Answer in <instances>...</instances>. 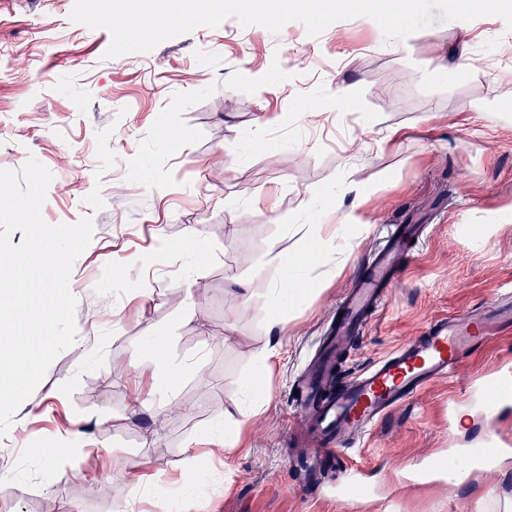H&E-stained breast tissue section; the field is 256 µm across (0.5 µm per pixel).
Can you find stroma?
Returning a JSON list of instances; mask_svg holds the SVG:
<instances>
[{
  "label": "stroma",
  "mask_w": 512,
  "mask_h": 512,
  "mask_svg": "<svg viewBox=\"0 0 512 512\" xmlns=\"http://www.w3.org/2000/svg\"><path fill=\"white\" fill-rule=\"evenodd\" d=\"M73 3L0 9V169L35 157L54 175L44 220L94 224L70 278L76 341L0 437V470L13 473L0 512H512V453L462 478L445 471L489 436L512 442V401L492 416L483 406L485 383H512V331L364 440L366 492L332 494L330 472L304 492L289 469L315 449L291 436L295 381L385 225L431 232L347 348L342 376L512 284L504 21L434 23L403 56L364 17L316 38L298 22L275 35L228 19L107 60L110 32L70 21ZM219 150L222 168L211 164ZM352 182L367 193L365 222L343 233ZM312 251L296 275L320 290L273 308L285 259ZM149 327L168 336L174 362L201 359L200 372L169 390L137 378ZM256 376L266 400L246 390ZM64 442L44 470L35 448ZM190 460L208 483L166 495ZM100 470L147 476L152 489L107 498L89 480Z\"/></svg>",
  "instance_id": "35a3bbf8"
}]
</instances>
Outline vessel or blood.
<instances>
[{
    "instance_id": "vessel-or-blood-1",
    "label": "vessel or blood",
    "mask_w": 512,
    "mask_h": 512,
    "mask_svg": "<svg viewBox=\"0 0 512 512\" xmlns=\"http://www.w3.org/2000/svg\"><path fill=\"white\" fill-rule=\"evenodd\" d=\"M425 224H390L376 244L366 272L339 299L338 316L323 332L296 399L321 447L297 459L302 481L320 473L324 457L336 460L337 493L358 486L360 469L349 458L351 447L390 413L431 382L450 376L477 346L512 327V291L505 289L489 304L451 315L429 325L421 336L383 356L348 380H332L334 354L364 328L389 296L410 258L414 242L426 238Z\"/></svg>"
}]
</instances>
